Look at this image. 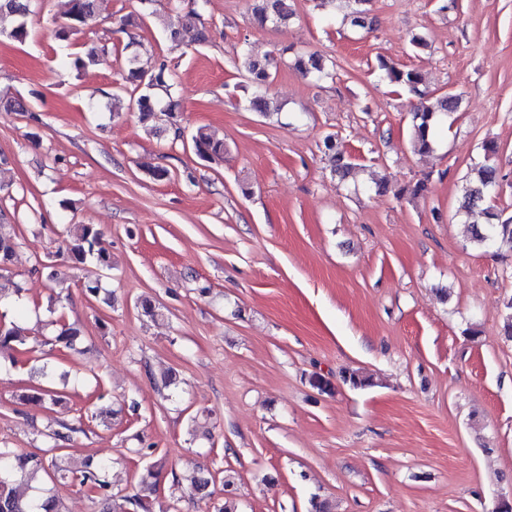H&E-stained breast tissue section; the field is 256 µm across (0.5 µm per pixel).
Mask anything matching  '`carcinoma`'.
<instances>
[{
  "label": "carcinoma",
  "instance_id": "obj_1",
  "mask_svg": "<svg viewBox=\"0 0 512 512\" xmlns=\"http://www.w3.org/2000/svg\"><path fill=\"white\" fill-rule=\"evenodd\" d=\"M342 7L349 10V16L356 25H364L366 10L363 5L368 0H340ZM97 10V0H69L66 22L54 30L53 37L65 43L74 32L80 30L88 20L92 19ZM28 0H0V19L9 17V27L0 26V36L16 42H23L29 36L27 23ZM293 15L291 0H259L254 16L260 25L270 23L274 26L285 24ZM70 66L80 72L89 67L101 64L102 55L94 48L83 53L69 54ZM239 70L253 76L256 90L248 100V108L263 115L269 113L267 83L270 70L276 67L272 58L259 61L243 52L238 56ZM296 69L305 77L315 81L333 78V70L326 67L323 59L317 55H299L295 61ZM378 69L387 83L397 93H405L416 99L410 110L411 124L409 127V143L418 153H427L432 149L434 136V118L438 112H454L459 106V99L454 94H446L431 103L427 92L422 89L424 76L416 69L404 70L391 64L384 58L378 59ZM168 75L166 64H160L156 74L144 78V73L135 67V58L128 60V80L140 90L136 100L141 119L152 120L157 114L170 119L175 118L174 106H165L154 97L152 90L165 83ZM196 155L207 162L219 161L224 158V140L200 127L191 136ZM324 155L334 174L344 179L353 168V163L346 152L332 135L323 141ZM484 160L470 172L464 188L460 210L470 211L486 206V213L491 222L483 228L473 229L474 242L482 247L496 250H512V216L502 218L489 205L490 193L497 190L500 175L493 157L497 154V145L488 142L483 146ZM70 240L68 251L75 264L91 261L101 267L110 266V253L104 246L101 232L93 224H74L69 229ZM17 243L12 238L0 237V270L7 269L12 261ZM58 334L55 344L62 350H77V341L81 330L74 323L66 322L64 316L55 320ZM28 344L25 329L18 322H0V352L5 349H22ZM55 370L43 365L40 369L42 381L18 395L19 403L39 407L46 411L62 403V394L55 387ZM77 428L63 421L57 422V428L45 434L46 449L40 453L18 452L10 448H0V512H65L62 501L52 492L41 496L26 498L18 492V487L39 478L42 474L54 480L70 483L82 488L95 504L102 505L101 512H153L160 491V472L152 465H145L138 473L137 483L133 492L116 496L109 490L105 473L110 462L102 460L96 464L84 460H75L65 444L72 440ZM221 478L224 487L235 488V477L231 474L220 475L208 470L197 469L189 472H172V482L183 486L189 495L199 500L212 496L211 485L216 478Z\"/></svg>",
  "mask_w": 512,
  "mask_h": 512
}]
</instances>
